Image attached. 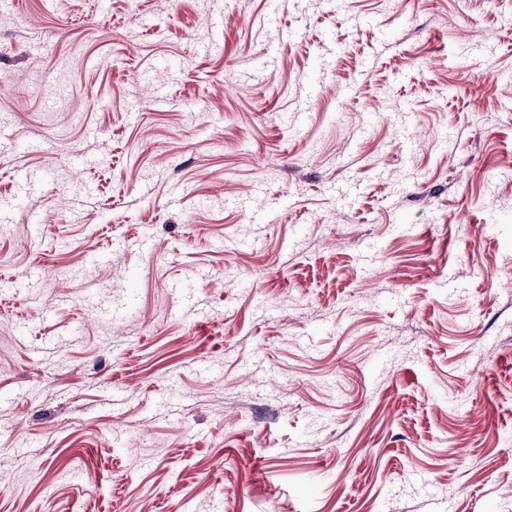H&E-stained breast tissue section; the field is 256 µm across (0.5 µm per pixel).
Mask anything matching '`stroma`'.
I'll use <instances>...</instances> for the list:
<instances>
[{
    "mask_svg": "<svg viewBox=\"0 0 512 512\" xmlns=\"http://www.w3.org/2000/svg\"><path fill=\"white\" fill-rule=\"evenodd\" d=\"M266 12L10 0L0 512H512V0Z\"/></svg>",
    "mask_w": 512,
    "mask_h": 512,
    "instance_id": "1",
    "label": "stroma"
}]
</instances>
